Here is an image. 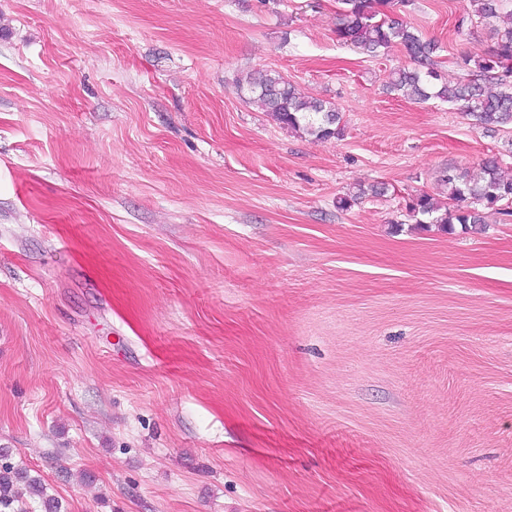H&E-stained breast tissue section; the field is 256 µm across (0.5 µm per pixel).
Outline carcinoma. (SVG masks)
Wrapping results in <instances>:
<instances>
[{"label":"carcinoma","mask_w":512,"mask_h":512,"mask_svg":"<svg viewBox=\"0 0 512 512\" xmlns=\"http://www.w3.org/2000/svg\"><path fill=\"white\" fill-rule=\"evenodd\" d=\"M410 0H339L341 4L336 37L370 56L400 46L409 56L413 68H399L390 73L389 87L413 101L437 98L474 118L487 130L512 125V26L504 29L497 45L480 59L469 56L463 64L474 65L480 77L463 83H438L436 53L439 46L426 40L413 26L396 17L394 7H405ZM504 0H472L474 12L480 18H501ZM250 101L273 120L290 129H304L318 139L338 134L334 125L340 117L328 102L309 99L288 78L274 70L256 71L245 78ZM443 182L448 184V200L452 206L444 209L428 194L413 199L411 217L422 223L438 224L451 231L454 225L467 226L479 222L474 208L504 206L512 215V180L503 179L496 165L483 164L478 171L469 168L450 169ZM24 486L29 496L41 501L44 512H60L61 505L46 492L41 479L25 469L5 465L0 468V507H10L16 499L18 486Z\"/></svg>","instance_id":"cac0c4a2"}]
</instances>
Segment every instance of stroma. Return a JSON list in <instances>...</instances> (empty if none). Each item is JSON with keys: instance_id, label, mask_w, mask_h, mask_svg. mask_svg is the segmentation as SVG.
<instances>
[{"instance_id": "obj_1", "label": "stroma", "mask_w": 512, "mask_h": 512, "mask_svg": "<svg viewBox=\"0 0 512 512\" xmlns=\"http://www.w3.org/2000/svg\"><path fill=\"white\" fill-rule=\"evenodd\" d=\"M398 14L451 85L505 27ZM337 18L0 0V448L61 512H512V216L409 215L448 169L511 177L512 129L387 91L405 53ZM266 69L339 134L248 102Z\"/></svg>"}]
</instances>
